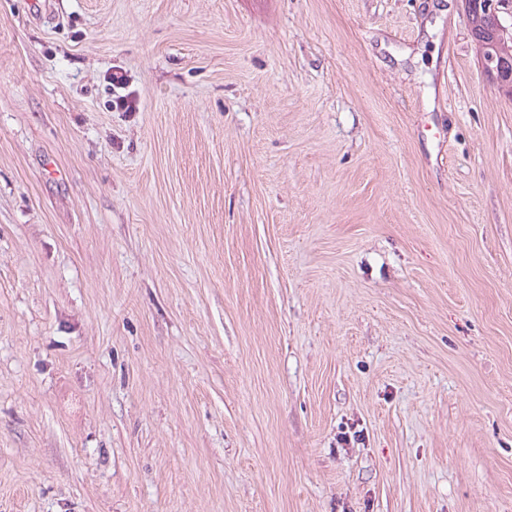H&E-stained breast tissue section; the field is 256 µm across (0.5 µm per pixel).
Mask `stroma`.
Here are the masks:
<instances>
[{
  "mask_svg": "<svg viewBox=\"0 0 512 512\" xmlns=\"http://www.w3.org/2000/svg\"><path fill=\"white\" fill-rule=\"evenodd\" d=\"M31 2L0 512H512V98L463 0Z\"/></svg>",
  "mask_w": 512,
  "mask_h": 512,
  "instance_id": "obj_1",
  "label": "stroma"
}]
</instances>
